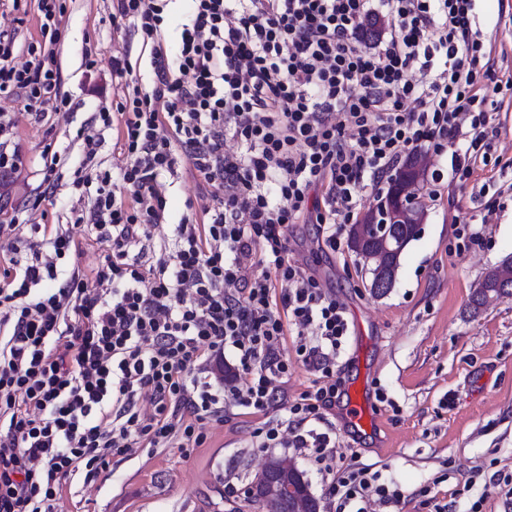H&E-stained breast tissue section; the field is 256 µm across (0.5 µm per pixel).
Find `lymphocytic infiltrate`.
<instances>
[{"instance_id": "1", "label": "lymphocytic infiltrate", "mask_w": 512, "mask_h": 512, "mask_svg": "<svg viewBox=\"0 0 512 512\" xmlns=\"http://www.w3.org/2000/svg\"><path fill=\"white\" fill-rule=\"evenodd\" d=\"M67 2L10 0L0 25V179L22 165V120L70 104L55 65ZM166 2L112 0L113 26L149 44L151 77L113 57L121 92L98 117L118 156L73 181L97 183L71 214L106 247L103 263L60 276L59 261L82 252L70 230L17 213L0 224V512H52L67 480L92 482L115 456L201 447L225 404L266 414L293 355L316 372L313 389L262 445L332 459L329 435L307 424L341 395L346 308L296 258L288 228L316 224L339 250L357 191L379 195L419 149L449 154L467 181L512 90V73L485 61L474 0H193L173 54L161 38ZM28 14L36 30L25 35ZM380 16L387 28L369 37L366 21ZM185 164L207 201L174 225L173 252L143 265L133 250L166 220L159 177ZM227 349L242 385L189 377ZM333 493L336 512L401 499L350 465Z\"/></svg>"}]
</instances>
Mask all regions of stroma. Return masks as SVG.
Here are the masks:
<instances>
[{
  "mask_svg": "<svg viewBox=\"0 0 512 512\" xmlns=\"http://www.w3.org/2000/svg\"><path fill=\"white\" fill-rule=\"evenodd\" d=\"M501 0H477L476 22L496 31L498 69L512 71V25L498 27ZM110 0H70L55 64L62 89L71 100L69 122H22L19 144L25 166L0 183V204L20 207L32 195L44 165V148L63 160L58 187L45 208L50 222L69 224L73 173L84 162L78 130L117 97L112 87V56L141 54L142 39L116 31ZM100 64L87 71L86 49ZM499 134L491 141L487 164L466 182L452 180L449 156L432 157L441 177V196L424 200L427 218L406 248L394 288L372 294L360 257L348 247L319 246L315 227L288 229L292 247L309 269L344 303L350 334L344 344L341 376L345 385L364 383L383 393L374 402L378 428L348 433L341 408L326 411L313 428L328 433L333 454L344 462L371 466L395 481L402 497L393 512H440L452 505L469 512L482 500V512L508 510L501 489L512 479V298L472 311L469 298L482 276L512 256V105L499 111ZM191 173L165 185L166 226L142 241L134 255L155 263L171 248V226L196 198ZM484 224L486 242L457 252L454 228L460 222ZM314 373L293 361L279 383L280 404L263 416L241 414L228 406L224 419L211 422L201 447L142 448L113 457L95 481L68 482L54 512H263L251 482L272 457L293 461L311 485L320 512H336L333 476L311 448H265L257 428L285 420L283 402L310 389Z\"/></svg>",
  "mask_w": 512,
  "mask_h": 512,
  "instance_id": "1",
  "label": "stroma"
}]
</instances>
